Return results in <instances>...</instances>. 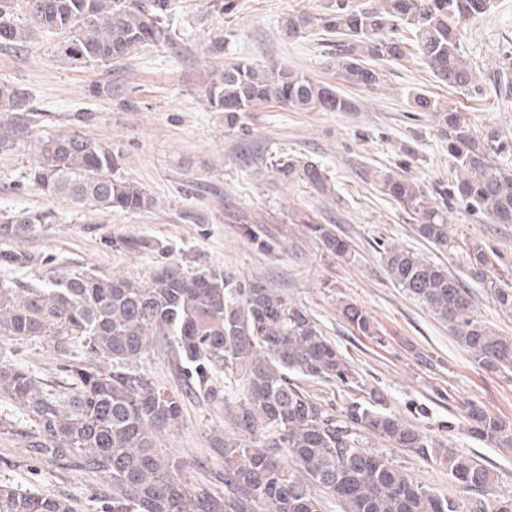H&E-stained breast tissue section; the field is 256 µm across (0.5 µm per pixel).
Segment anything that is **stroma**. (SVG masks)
<instances>
[{"mask_svg": "<svg viewBox=\"0 0 512 512\" xmlns=\"http://www.w3.org/2000/svg\"><path fill=\"white\" fill-rule=\"evenodd\" d=\"M172 5L170 42L123 59L66 62L57 49L62 35L43 32L25 46L0 47V84L30 92L29 111L0 112V129L11 133L9 144L0 148V217L28 210L49 216L25 237L0 238V249L35 257L29 265L0 269V280L41 287L59 271L81 270L143 284L169 261L263 279L307 309L361 383L344 388L297 375L293 381L300 390L338 409L361 394L379 395L404 422L490 468L493 479L484 499L512 493V450L474 437L464 418L466 407L475 405L512 422V372L495 374L477 365L447 324L391 281L381 260L387 247L428 256L457 276L463 267L460 258L418 238L403 208L377 190L380 176L388 173L433 193L447 190L455 179L448 143L430 114L417 111L415 93L469 112L476 126L512 134V98L501 100L493 88L502 54L512 49V0H494L490 12L463 24L461 47L474 72L470 93L437 83L422 61L391 62L382 67L379 89L347 87L356 111L298 112L270 103L238 126L227 124L203 96L227 64L246 60L337 83L318 35L292 39L283 31L288 14L316 12L321 0H236L229 14L213 0H172ZM217 40L223 49L215 53L211 46ZM71 131L109 147L115 177L139 184L153 206L81 215L65 198L33 184L29 174L38 142ZM286 156L321 164L334 195L320 196L301 182L282 179L273 164ZM294 209L333 225L352 257L324 252L303 225L289 223ZM241 214L260 221V241L240 235L234 219ZM448 219L453 239L484 241L512 265V224L493 223L457 199L448 203ZM118 236L149 238L167 252L112 250L109 241ZM469 290L473 317L512 340V313L477 285ZM343 299L371 315L375 335L360 334L340 314ZM173 355L169 337L158 336L131 368L164 393H182ZM1 362L30 371L46 391L63 398L74 390L65 365L111 366L79 341L61 350L50 336L0 337ZM229 427L223 411L185 397L181 419L160 434L158 451L182 464L188 484L200 483L221 465L209 447L213 430ZM36 431L31 415L0 398V484L68 499L74 512H95L94 497L109 494L111 483L36 460L29 448ZM359 443L439 495L464 504L475 497L446 466L413 450L393 447L370 432Z\"/></svg>", "mask_w": 512, "mask_h": 512, "instance_id": "obj_1", "label": "stroma"}]
</instances>
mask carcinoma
I'll list each match as a JSON object with an SVG mask.
<instances>
[{
	"label": "carcinoma",
	"instance_id": "carcinoma-1",
	"mask_svg": "<svg viewBox=\"0 0 512 512\" xmlns=\"http://www.w3.org/2000/svg\"><path fill=\"white\" fill-rule=\"evenodd\" d=\"M492 0H378L366 7L352 0H324L316 14L288 15L284 31L299 38L320 31L334 48L333 66L352 86L373 90L382 83L378 61H425L438 82L467 91L473 70L461 49L460 24L484 15ZM0 0V46H21L37 31L64 30L71 39L62 54L73 62H103L125 57L169 38L166 17L171 0ZM495 91L512 97V51L503 53ZM208 105L230 124L255 107L275 102L304 112H353L355 101L334 85L292 70L275 71L239 61L205 90ZM7 111L29 110L28 90L0 85ZM414 103L429 112L439 135L448 140L456 173L449 198L497 224H512V168L500 158L512 155V136L478 127L467 112L446 108L427 94ZM30 180L49 194L66 198L83 215L117 209L136 212L153 205L132 181L114 179L112 151L76 132L61 134L37 147ZM285 180L330 195L329 177L319 164L288 157L275 164ZM382 192L402 206L420 238L439 250H456L465 275L487 295L512 311V286L505 282L501 258L477 240L453 243L448 212L432 194L401 175L380 179ZM41 212H23L0 224V236L23 237L43 223ZM291 224H303L322 247L339 257L349 245L326 224L291 210ZM111 247L143 252L151 240L115 237ZM390 279L438 319L451 326L478 365L498 372L512 363V341L495 336L471 316L469 292L443 264L411 250L387 248L381 255ZM32 255L0 251V266H26ZM344 318L372 336V318L352 303ZM0 336H52L78 339L89 353L112 368L69 366L76 391L63 400L45 392L35 377L0 363V396L35 417L38 433L30 448L40 460L102 475L112 494L96 498L95 512H320L315 489L336 498L341 512H512V496L492 502L481 498L463 505L436 494L378 454L358 446L360 431L380 435L397 448H410L448 466L460 485L481 493L492 475L473 458L434 444L418 429L383 407L382 400L354 399L332 413L299 391L288 377L298 375L359 385L345 356L323 335L315 319L278 288L259 278L235 280L208 268L184 270L171 263L147 283L63 271L45 288L0 282ZM156 336H170L190 390L224 408L237 432H216L210 447L224 469L206 483L188 487L180 462L160 456L157 434L178 423L181 402L126 368ZM220 367L243 381L245 394L229 407L214 377ZM470 431L484 442L512 447V424L482 409H467ZM224 490L213 488L216 483ZM0 512H73L67 499L0 486Z\"/></svg>",
	"mask_w": 512,
	"mask_h": 512
}]
</instances>
